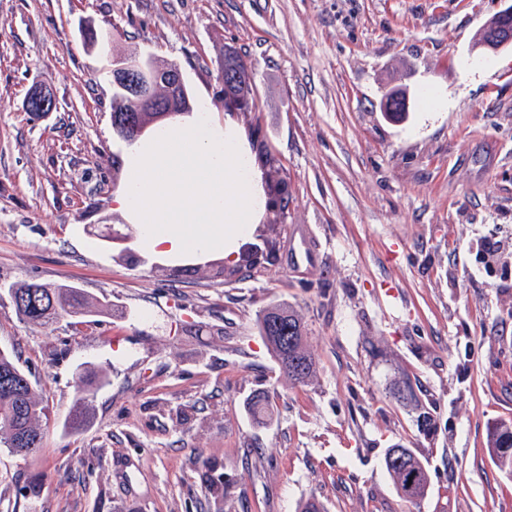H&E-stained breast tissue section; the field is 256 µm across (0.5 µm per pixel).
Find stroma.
Segmentation results:
<instances>
[{"label":"stroma","mask_w":512,"mask_h":512,"mask_svg":"<svg viewBox=\"0 0 512 512\" xmlns=\"http://www.w3.org/2000/svg\"><path fill=\"white\" fill-rule=\"evenodd\" d=\"M498 0H0V351L47 408L35 455L0 443V512H512L490 446L512 422V54L472 44ZM98 35L84 39L85 29ZM252 68L255 109L225 112L221 62ZM116 53L178 63L196 105L278 168L237 259L150 263L101 240L128 147L112 126ZM58 108L35 118L31 87ZM409 88L408 117L380 100ZM445 92V107L423 90ZM107 304L74 335L23 320L14 282ZM285 303L315 373L287 381L257 328ZM94 376L88 420L68 418ZM410 383L415 402L393 388ZM266 391L269 416L254 419ZM434 416L417 425L420 409ZM429 473L401 498L387 448Z\"/></svg>","instance_id":"obj_1"}]
</instances>
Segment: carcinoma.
Here are the masks:
<instances>
[{"instance_id": "carcinoma-1", "label": "carcinoma", "mask_w": 512, "mask_h": 512, "mask_svg": "<svg viewBox=\"0 0 512 512\" xmlns=\"http://www.w3.org/2000/svg\"><path fill=\"white\" fill-rule=\"evenodd\" d=\"M224 107L234 106L238 112L254 107V84L248 65L239 52L224 48ZM138 107V98L114 88L112 116ZM10 295L17 313L23 319L48 326L67 317L74 328L75 317L91 316L103 307L89 300L68 284L19 281L11 285ZM260 336L280 364L284 375L294 383L307 382L314 372V362L305 340L302 319L287 306L276 305L263 310L257 318ZM46 415L29 376L14 359L0 352V437L20 455H33L43 444L40 421ZM491 447L503 462H512V427L503 425L492 435ZM385 464L397 493L408 502L423 499L428 492V474L415 451L403 445L387 449Z\"/></svg>"}]
</instances>
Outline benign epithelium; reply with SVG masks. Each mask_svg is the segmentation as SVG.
<instances>
[{
    "label": "benign epithelium",
    "mask_w": 512,
    "mask_h": 512,
    "mask_svg": "<svg viewBox=\"0 0 512 512\" xmlns=\"http://www.w3.org/2000/svg\"><path fill=\"white\" fill-rule=\"evenodd\" d=\"M500 2L504 7L485 21L479 37L474 42V48L483 54L498 55L508 50L512 51V28L507 25V20L512 19V0ZM156 68V58L148 55L116 65L113 72L117 80L138 92L139 111L156 112L158 118L166 119L180 112L175 104L174 92L184 86L185 79L181 68L176 65L170 67L169 74L172 80L168 84L167 93L162 97H151L145 93V89L154 81ZM55 106V99L38 86L32 89L26 101L27 111L38 117L53 111ZM145 129L146 125L136 122V117L131 116L123 124L116 126V133L122 140L130 142Z\"/></svg>",
    "instance_id": "1"
}]
</instances>
